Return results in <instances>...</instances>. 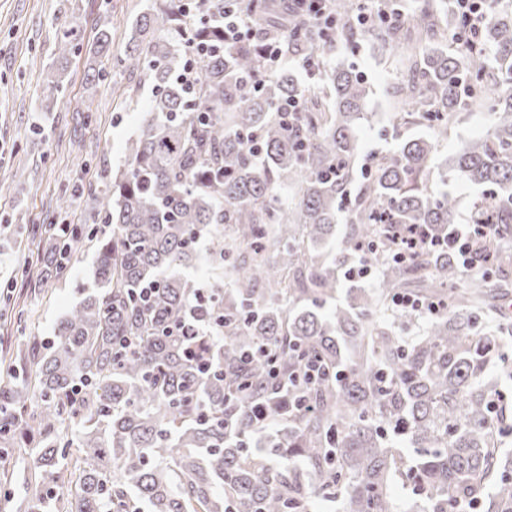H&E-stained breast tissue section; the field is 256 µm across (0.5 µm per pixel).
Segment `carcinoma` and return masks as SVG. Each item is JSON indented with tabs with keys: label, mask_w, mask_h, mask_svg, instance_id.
Masks as SVG:
<instances>
[{
	"label": "carcinoma",
	"mask_w": 512,
	"mask_h": 512,
	"mask_svg": "<svg viewBox=\"0 0 512 512\" xmlns=\"http://www.w3.org/2000/svg\"><path fill=\"white\" fill-rule=\"evenodd\" d=\"M255 2V35L227 49L232 0H159L137 18L144 40L122 62L133 90H151L146 116L123 168L88 188L111 235L37 228L57 279L84 241L98 250L91 292L52 346H17L0 387V451L38 445L27 512H313L340 494L345 512H398L397 485L417 496L413 512H512V402L488 378L507 370L512 323L448 248L457 197L428 186L457 113H490L487 136L445 168L482 193L473 223L491 229L476 238L475 270L512 263V14L490 9L474 42L454 0H414L411 12L384 0L385 18L367 26L360 0H329L319 19ZM265 33L321 84L292 68L258 78ZM76 40L75 26L62 32L47 73L57 90ZM354 40L402 69L393 126L429 130L362 173L369 89L330 61ZM192 44L205 55L189 84ZM289 102L292 116L278 111ZM348 199L349 231L328 250ZM397 224L430 239L405 262L392 257ZM203 260L216 271L204 285L188 272ZM360 260L379 269L371 289L338 277ZM398 295L443 312L398 311ZM185 322L205 332L190 341ZM309 360L323 376L303 389ZM256 403L270 431L253 451Z\"/></svg>",
	"instance_id": "carcinoma-1"
}]
</instances>
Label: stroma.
Instances as JSON below:
<instances>
[{
	"mask_svg": "<svg viewBox=\"0 0 512 512\" xmlns=\"http://www.w3.org/2000/svg\"><path fill=\"white\" fill-rule=\"evenodd\" d=\"M152 0H0V385L12 377L9 354L18 312L28 318V336L53 339L59 318L77 305L92 280L96 242L72 259L67 278L35 285L42 261L33 226L41 221L83 224L91 201L84 189L100 175L122 167L124 146L139 133L150 98L142 89L127 98L120 87L131 83L114 62L129 44L137 16ZM112 29L108 53L90 56L100 18ZM79 28L80 51L72 55L61 92L51 91L46 74L64 27ZM358 71L372 90L376 115L360 128L362 156L396 147L406 130L388 122L387 89L401 77L370 43L353 53ZM101 76L88 81V67ZM52 111H44L45 103ZM491 126L488 113L462 110L438 148L445 159ZM67 196L69 207L56 202ZM33 452L0 458V512H25V478L34 474Z\"/></svg>",
	"mask_w": 512,
	"mask_h": 512,
	"instance_id": "stroma-1",
	"label": "stroma"
}]
</instances>
